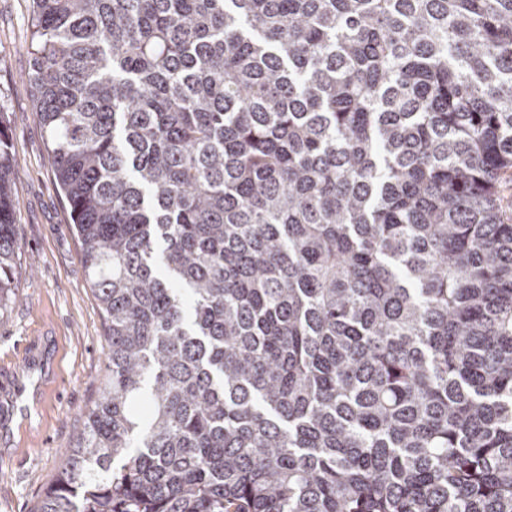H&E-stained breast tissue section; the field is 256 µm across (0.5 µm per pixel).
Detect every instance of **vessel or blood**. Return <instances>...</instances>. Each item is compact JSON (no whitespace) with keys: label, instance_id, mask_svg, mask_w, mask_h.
Masks as SVG:
<instances>
[{"label":"vessel or blood","instance_id":"1","mask_svg":"<svg viewBox=\"0 0 512 512\" xmlns=\"http://www.w3.org/2000/svg\"><path fill=\"white\" fill-rule=\"evenodd\" d=\"M53 371V359L42 342L31 341L17 370L0 376V444L13 438V422L30 421L31 402L36 399Z\"/></svg>","mask_w":512,"mask_h":512}]
</instances>
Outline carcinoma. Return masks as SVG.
I'll return each instance as SVG.
<instances>
[{
    "label": "carcinoma",
    "mask_w": 512,
    "mask_h": 512,
    "mask_svg": "<svg viewBox=\"0 0 512 512\" xmlns=\"http://www.w3.org/2000/svg\"><path fill=\"white\" fill-rule=\"evenodd\" d=\"M29 45L107 347L36 512H512V0H32Z\"/></svg>",
    "instance_id": "obj_1"
}]
</instances>
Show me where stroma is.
<instances>
[{"label":"stroma","instance_id":"1","mask_svg":"<svg viewBox=\"0 0 512 512\" xmlns=\"http://www.w3.org/2000/svg\"><path fill=\"white\" fill-rule=\"evenodd\" d=\"M31 4L0 0V112L17 160L12 199L21 244L15 299L0 317V373L15 367L34 339L48 345L54 366L35 424L15 429L12 446L0 450V512H34L81 432V413L95 400L106 363L103 312L26 78Z\"/></svg>","mask_w":512,"mask_h":512}]
</instances>
